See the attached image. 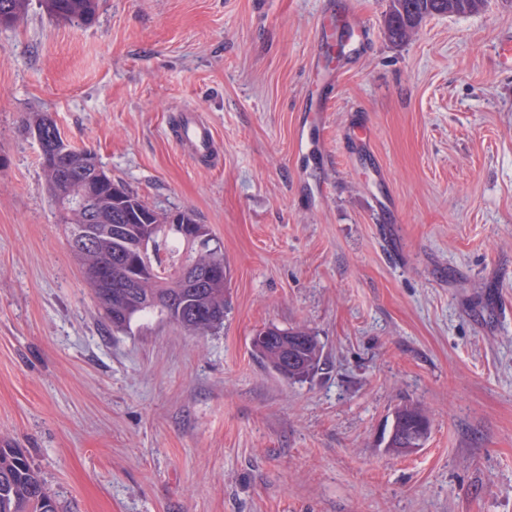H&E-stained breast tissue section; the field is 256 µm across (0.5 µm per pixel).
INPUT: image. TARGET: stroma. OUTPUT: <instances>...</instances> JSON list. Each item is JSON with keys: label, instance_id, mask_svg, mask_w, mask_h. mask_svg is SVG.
Wrapping results in <instances>:
<instances>
[{"label": "stroma", "instance_id": "obj_1", "mask_svg": "<svg viewBox=\"0 0 512 512\" xmlns=\"http://www.w3.org/2000/svg\"><path fill=\"white\" fill-rule=\"evenodd\" d=\"M389 0H38L0 26V439L60 512H512V0L389 42ZM360 53L327 47L344 10ZM203 114L221 162L173 137ZM150 206L193 211L224 322L104 320L25 118ZM303 328L302 380L253 336ZM430 421L409 454L394 411ZM41 7L49 15L69 22L90 23L93 21L97 0H43ZM263 332L272 336V340L261 341L260 336ZM263 332L254 338L253 351L276 374L288 379H301L319 369L322 358L321 349L315 336L309 331L301 328L269 327ZM299 338L304 339L298 341ZM288 352L289 359L294 357L293 363L288 364ZM285 366L289 367L288 371L283 369ZM290 369L293 372H290ZM417 418L427 420V417L419 407L406 406L398 409L394 415L392 431L387 442V448H397V441L400 435H403L408 438L410 437L408 442H406L410 447L400 448L401 453H411L417 450L418 447L416 444L422 441V437H411L412 435L420 433L415 426V420Z\"/></svg>", "mask_w": 512, "mask_h": 512}]
</instances>
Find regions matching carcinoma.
Returning <instances> with one entry per match:
<instances>
[{"mask_svg": "<svg viewBox=\"0 0 512 512\" xmlns=\"http://www.w3.org/2000/svg\"><path fill=\"white\" fill-rule=\"evenodd\" d=\"M483 0H390L385 16L388 38L401 42L426 18L432 16L461 15L478 10ZM29 0H0V20L13 26L20 23L28 12ZM41 7L49 15L70 22L93 21L97 0H42ZM70 165L82 169L98 163L97 156L88 149L66 145ZM46 186L54 203L72 195L73 187L60 184L48 167H43ZM111 195H102L98 209L102 223L112 225V233L96 243V250L73 255L79 263L84 278L112 329L124 331L131 322L144 314L158 312L181 328L194 333H203L211 325H199L194 313L200 309L212 311L218 323L224 322V285L213 288H185L180 282L153 274L165 260L161 251L167 248V239L153 240V247L146 248L141 264L152 272L145 290L151 296L131 291L121 295L112 288L122 283L130 273L128 259L139 253L145 238L150 236L149 224H166L169 215L153 209L138 194L124 184L113 181ZM111 267V285L94 289L93 274L98 263ZM265 333L272 336L267 341L255 337L253 351L263 359L276 374L288 379L306 378L319 369L322 353L319 344L310 332L301 329H279L269 327ZM425 417L422 409L406 406L395 412L392 431L387 447L394 448L400 436L411 437L418 433L415 420ZM0 512H58L57 501L49 494L39 472L31 465L25 451L3 439L0 441Z\"/></svg>", "mask_w": 512, "mask_h": 512, "instance_id": "1", "label": "carcinoma"}]
</instances>
